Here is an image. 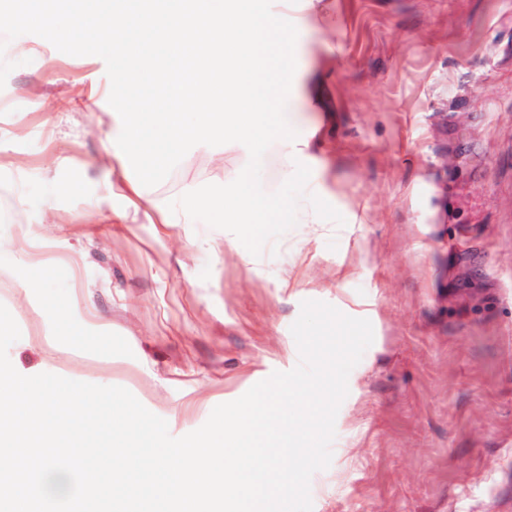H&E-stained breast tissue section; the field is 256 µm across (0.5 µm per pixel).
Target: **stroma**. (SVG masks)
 Here are the masks:
<instances>
[{"mask_svg": "<svg viewBox=\"0 0 512 512\" xmlns=\"http://www.w3.org/2000/svg\"><path fill=\"white\" fill-rule=\"evenodd\" d=\"M301 37L319 80L303 159L343 230L295 218L112 221V52L66 23L0 27V304L22 374L128 389L185 435L299 362L305 300L368 319L313 512H512V0H331ZM268 141L255 192L296 202ZM247 180L178 149L148 190ZM69 305L79 348L35 305Z\"/></svg>", "mask_w": 512, "mask_h": 512, "instance_id": "obj_1", "label": "stroma"}]
</instances>
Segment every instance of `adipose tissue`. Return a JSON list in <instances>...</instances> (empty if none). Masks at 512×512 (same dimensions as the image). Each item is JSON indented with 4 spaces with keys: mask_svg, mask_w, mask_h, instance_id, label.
<instances>
[{
    "mask_svg": "<svg viewBox=\"0 0 512 512\" xmlns=\"http://www.w3.org/2000/svg\"><path fill=\"white\" fill-rule=\"evenodd\" d=\"M327 16L322 0H177L164 9L154 0H138L136 11L117 5L93 16L71 0L0 4V24L13 29L36 24L51 32L64 19L77 40L108 42L111 93L131 102L123 111V135L133 151L124 164L138 155L163 161L165 142L179 149L219 146L253 170L273 140L280 146L285 181L305 171V144L295 131L318 97L311 75L297 65V43ZM135 28L160 35L164 56L138 47L131 39ZM141 86L150 87V94L134 97ZM116 189L154 224H191L203 212L228 224L246 214L260 224L288 209L287 199L274 201L242 185L188 186L160 201L146 193L143 181L124 174Z\"/></svg>",
    "mask_w": 512,
    "mask_h": 512,
    "instance_id": "ef3b65f1",
    "label": "adipose tissue"
}]
</instances>
